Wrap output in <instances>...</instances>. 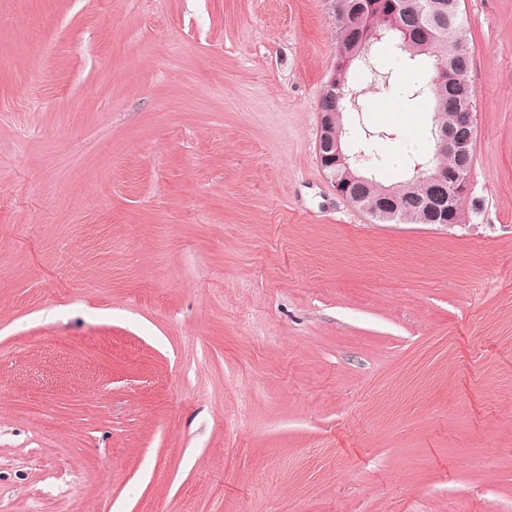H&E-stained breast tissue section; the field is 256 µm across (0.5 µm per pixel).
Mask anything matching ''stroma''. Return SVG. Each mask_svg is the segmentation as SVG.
<instances>
[{
    "label": "stroma",
    "instance_id": "35a3bbf8",
    "mask_svg": "<svg viewBox=\"0 0 512 512\" xmlns=\"http://www.w3.org/2000/svg\"><path fill=\"white\" fill-rule=\"evenodd\" d=\"M460 5L448 227L325 177V0H0V512H512V0ZM430 115L367 93L383 183Z\"/></svg>",
    "mask_w": 512,
    "mask_h": 512
}]
</instances>
